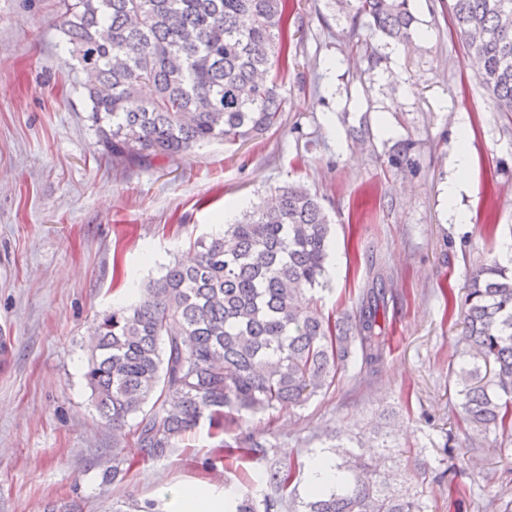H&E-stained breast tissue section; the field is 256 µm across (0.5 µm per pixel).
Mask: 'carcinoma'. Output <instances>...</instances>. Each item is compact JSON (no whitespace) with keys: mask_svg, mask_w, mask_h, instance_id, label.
<instances>
[{"mask_svg":"<svg viewBox=\"0 0 512 512\" xmlns=\"http://www.w3.org/2000/svg\"><path fill=\"white\" fill-rule=\"evenodd\" d=\"M368 19L369 30L408 42L409 0H341ZM289 0H62L57 30L73 69L93 67L79 83L102 154L115 163L173 157L213 141L246 140L276 126L281 112L272 71L288 53ZM455 33L479 63L478 82L512 112V0H453ZM152 95L139 99L140 89ZM414 143L401 142L389 163L410 169ZM331 224L317 196L294 185L275 191L224 228L196 238L187 254L141 288L140 298L100 315L84 373L112 441V479L133 462L121 448L132 438L144 460H159L201 422L214 437L231 414L288 411L329 388L352 354L381 360L392 293L387 276L363 290L356 313L332 320L317 308L327 286ZM462 343L472 367L451 373L469 422L512 434V268L495 259L465 287ZM488 372L485 382L481 371ZM135 421L125 431L128 421ZM322 461L336 479L295 481L304 464L250 439L219 441L207 464L259 455L269 492L228 494L225 512H422L418 494L391 471L380 472L351 446L347 430L331 435ZM382 456L398 433L373 431Z\"/></svg>","mask_w":512,"mask_h":512,"instance_id":"1","label":"carcinoma"}]
</instances>
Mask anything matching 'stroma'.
<instances>
[{
	"instance_id": "stroma-1",
	"label": "stroma",
	"mask_w": 512,
	"mask_h": 512,
	"mask_svg": "<svg viewBox=\"0 0 512 512\" xmlns=\"http://www.w3.org/2000/svg\"><path fill=\"white\" fill-rule=\"evenodd\" d=\"M452 0H410L415 35H372L337 0H293L277 126L147 166L101 157L60 33L59 0H0V512H113L173 490H262L264 461L210 468L207 427L122 482L112 428L83 372L99 314L138 298L190 240L223 232L225 212L294 183L332 224L317 306L351 314L379 271L392 279L388 349L377 373L347 362L305 405L226 422L279 455H322L328 432L368 438L383 413L402 426L396 456L424 512H512V441L463 421L449 370L460 362L461 299L472 270L512 247V112L499 111L452 30ZM467 116L472 166L455 223L448 179ZM368 125L364 140L350 129ZM412 140L417 165L388 157Z\"/></svg>"
}]
</instances>
